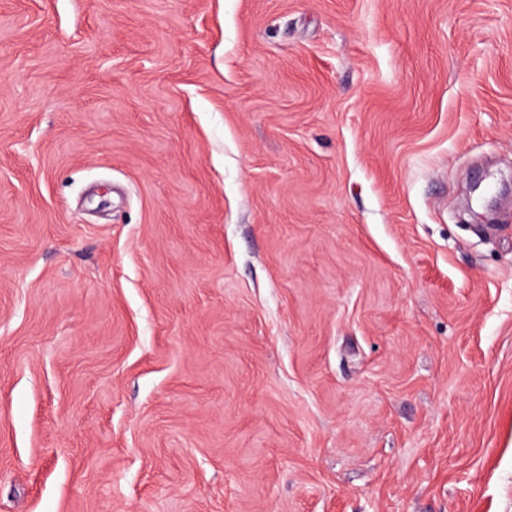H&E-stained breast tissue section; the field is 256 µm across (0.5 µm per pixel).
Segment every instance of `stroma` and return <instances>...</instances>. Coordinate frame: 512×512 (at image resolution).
<instances>
[{"label":"stroma","instance_id":"stroma-1","mask_svg":"<svg viewBox=\"0 0 512 512\" xmlns=\"http://www.w3.org/2000/svg\"><path fill=\"white\" fill-rule=\"evenodd\" d=\"M0 512H512V0H0Z\"/></svg>","mask_w":512,"mask_h":512}]
</instances>
